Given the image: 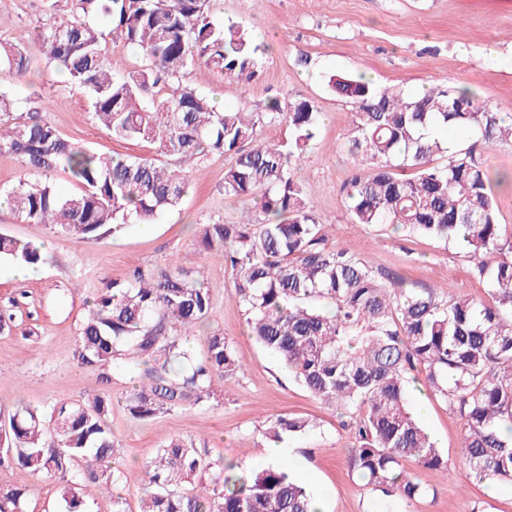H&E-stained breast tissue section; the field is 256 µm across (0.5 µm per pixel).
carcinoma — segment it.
Segmentation results:
<instances>
[{"label":"carcinoma","instance_id":"carcinoma-1","mask_svg":"<svg viewBox=\"0 0 512 512\" xmlns=\"http://www.w3.org/2000/svg\"><path fill=\"white\" fill-rule=\"evenodd\" d=\"M208 2L49 0L54 20L36 27L33 45L0 39L1 71L22 79L38 54L88 91L94 119L112 138L154 144L159 155H97L56 129L38 92L21 100L0 89V155L45 176L6 190L7 205L24 223L96 240L130 222L152 224L180 204L186 178L163 159L182 165L231 157L224 194L258 195L259 206L238 223L202 225L200 243L230 263L251 335L346 417L350 469L372 490L408 503L423 490L403 462L448 471L447 457L408 406V386L419 380L464 420L461 457L474 477L512 483V244L498 223L480 150L512 144V118L448 84L408 94L348 75L329 80L354 108L348 151L369 169L343 187L353 223L391 224L459 245L475 260L476 276L488 279L492 302L400 288L320 234L298 166L320 123L314 103L275 98L264 112L220 110L180 83L192 63L239 81L261 67L265 48L243 27L211 20ZM90 14L109 19L112 43L140 50L144 68L113 72L101 34L84 20ZM20 102L28 106L22 118ZM275 123L288 127V144L258 141V128ZM430 125L466 132L472 143L450 151L423 133ZM59 169L77 192L56 188L50 175ZM0 259L38 265L42 247L0 234ZM211 306L204 280L179 267L108 283L79 328L74 357L105 386L114 368L139 373L125 398L133 419L204 405L216 394L215 380L242 370L219 332L207 337L203 358L189 347ZM111 414L112 396L100 390L42 408L20 402L0 433V464L64 480L65 512H89L94 490L112 492L113 512H127L116 492L122 452ZM310 428L305 418L278 417L267 434L280 443ZM208 469L192 444L170 439L145 466L150 491L139 512H316L314 495L283 462L248 475L228 467L220 486L185 488ZM23 497L18 487H0V512H23Z\"/></svg>","mask_w":512,"mask_h":512}]
</instances>
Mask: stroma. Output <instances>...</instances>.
<instances>
[{
    "mask_svg": "<svg viewBox=\"0 0 512 512\" xmlns=\"http://www.w3.org/2000/svg\"><path fill=\"white\" fill-rule=\"evenodd\" d=\"M209 14L215 22L249 29L269 50L252 81L195 65L183 72L182 83L221 108L261 112L271 98L285 95L314 101L321 121L299 166L328 244L346 248L376 274L402 276L415 290L438 296L447 287L488 301V281L475 276L473 260L457 246L409 237L389 226L353 224L342 194L356 172L344 147L353 107L332 93L328 80L363 74L409 93L448 83L512 115V0H209ZM45 18L41 0H5L0 37L31 41L36 23ZM23 85L46 97L48 119L71 141L104 155L155 158L149 144L112 140L95 124L87 93L46 63L37 64ZM228 162V156L216 154L189 167V189L180 207L157 223L130 224L93 241L53 235L0 206V233L41 245L44 253L39 275L28 279L12 277V263L0 261V314L12 315L15 322L12 334L0 335V422L17 401L32 406L77 401L97 388L95 373L79 367L73 354L88 306L106 283L126 281L137 270L198 269L213 307L190 347L203 356L207 332L220 331L244 369L218 382V401L147 421L131 419L123 405L134 375L113 371L112 432L123 451L118 491L128 512H138L146 490L145 464L170 438L190 440L212 462L205 476L210 483L223 479L228 463L242 474L267 466L266 428L280 416L315 424L314 430L286 439L283 448L293 477L322 501L325 512H512L511 484L477 483L463 464V419L416 384L408 394L410 406L420 409V422L447 457V472L404 462L408 477L425 491L409 504L380 497L351 472L348 435L338 411L300 386L254 341L223 254L196 242L200 225L237 222L254 206L252 200L225 196ZM0 486L25 489L24 512H63L59 481L6 464L0 466Z\"/></svg>",
    "mask_w": 512,
    "mask_h": 512,
    "instance_id": "stroma-1",
    "label": "stroma"
}]
</instances>
